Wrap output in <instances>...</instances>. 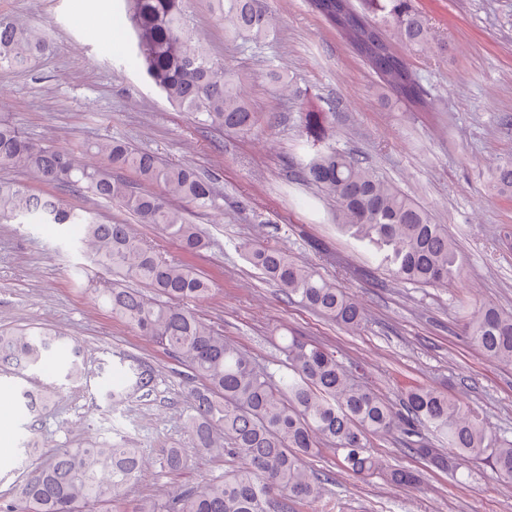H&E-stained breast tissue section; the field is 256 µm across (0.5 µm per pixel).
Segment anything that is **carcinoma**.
Wrapping results in <instances>:
<instances>
[{
  "instance_id": "1",
  "label": "carcinoma",
  "mask_w": 512,
  "mask_h": 512,
  "mask_svg": "<svg viewBox=\"0 0 512 512\" xmlns=\"http://www.w3.org/2000/svg\"><path fill=\"white\" fill-rule=\"evenodd\" d=\"M138 55L151 83L168 102L194 115L200 125L225 131L253 128L256 117L228 62L214 59L195 36L186 0H129ZM224 31L241 44L266 42L270 16L259 0H211ZM366 11L352 0H311L313 10L336 28L363 58L379 86L410 107L426 111L430 100L397 40L410 51L428 50L430 28L412 0H367ZM45 33L0 14V72H29L47 52ZM334 109L302 112L306 143L313 154L298 170L304 183L336 202V223L373 250L394 279L424 286L454 280L460 273L456 244L445 224L397 187L376 175L353 154L326 144ZM98 158L85 161L72 152L38 144L0 120V168L22 170L30 183L0 181V222L50 224L64 231L80 228V251L90 264L122 279L145 284L148 298L117 281L99 291L98 300L130 329L188 368L198 383L188 391L184 420L193 448L238 460L222 478L163 498L145 497L134 512H288L293 504L314 505L326 495L327 478L306 460L325 451L357 477L383 470L371 452V439L395 433L407 450L434 469L471 476L469 463L488 468L499 480H512V437L493 434L478 414L449 394L425 385L404 388L401 409L348 372L336 352L301 336H284L280 375L258 370L252 357L224 338L187 303L209 298L213 281L191 260L208 247L199 225L170 199L198 211L221 209L211 179L186 164L164 163L120 140L88 147ZM121 168L158 193L139 190L112 174ZM37 183L52 188L39 192ZM493 187L512 199V157L497 163ZM90 192L135 216L172 240L181 253L168 259L140 238L129 224L104 223L67 203L55 190ZM248 261L298 302L347 330L364 322L363 310L343 289L320 277L288 252L269 246L247 248ZM466 338L484 356L512 368V312L481 305L466 325ZM58 351L68 358L56 380L35 390L20 388L17 400L37 418L61 391L88 375L81 343L51 329L0 331V371L33 379ZM134 386L151 390L153 375L130 367ZM24 466L14 497L0 501V512H123V491L138 480L143 450L103 442L88 448H59L42 457L39 441L28 437L21 448ZM183 448H168L160 466L177 472L188 466ZM386 478L399 486L421 483L418 472L394 468Z\"/></svg>"
}]
</instances>
